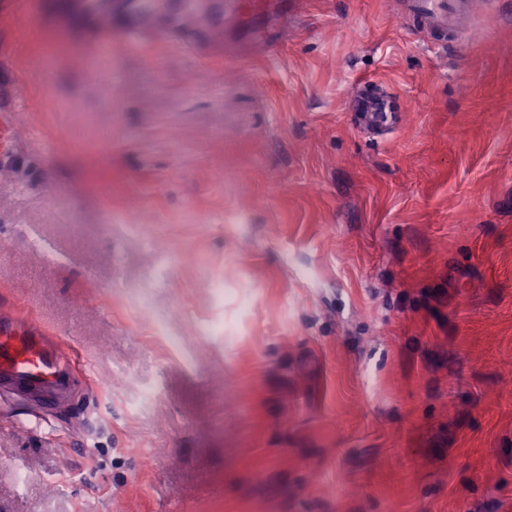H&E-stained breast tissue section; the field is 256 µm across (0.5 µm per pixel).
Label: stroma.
Returning <instances> with one entry per match:
<instances>
[{
  "label": "stroma",
  "instance_id": "1",
  "mask_svg": "<svg viewBox=\"0 0 512 512\" xmlns=\"http://www.w3.org/2000/svg\"><path fill=\"white\" fill-rule=\"evenodd\" d=\"M50 3L0 0V310L81 398L0 400V512H512V0H206L102 78ZM475 0H408L404 16L441 40L454 35L474 8Z\"/></svg>",
  "mask_w": 512,
  "mask_h": 512
}]
</instances>
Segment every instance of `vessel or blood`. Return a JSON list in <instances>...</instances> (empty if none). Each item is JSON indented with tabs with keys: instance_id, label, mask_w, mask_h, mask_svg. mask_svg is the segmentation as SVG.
Returning <instances> with one entry per match:
<instances>
[{
	"instance_id": "vessel-or-blood-1",
	"label": "vessel or blood",
	"mask_w": 512,
	"mask_h": 512,
	"mask_svg": "<svg viewBox=\"0 0 512 512\" xmlns=\"http://www.w3.org/2000/svg\"><path fill=\"white\" fill-rule=\"evenodd\" d=\"M141 0H117L132 30L142 29L152 17ZM475 0H406L404 15L414 25L440 39L454 35L474 8ZM69 348L44 333L30 317L0 313V392H19L53 405L73 390Z\"/></svg>"
}]
</instances>
